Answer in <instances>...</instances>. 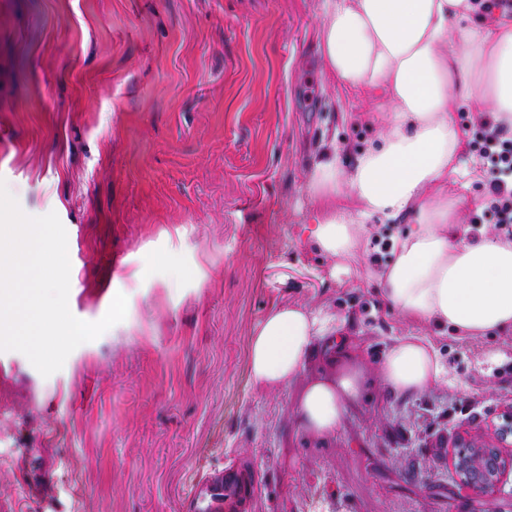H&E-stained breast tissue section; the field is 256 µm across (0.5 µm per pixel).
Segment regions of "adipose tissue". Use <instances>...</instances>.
Here are the masks:
<instances>
[{
	"label": "adipose tissue",
	"instance_id": "ef3b65f1",
	"mask_svg": "<svg viewBox=\"0 0 512 512\" xmlns=\"http://www.w3.org/2000/svg\"><path fill=\"white\" fill-rule=\"evenodd\" d=\"M481 0H322L319 41L324 71L344 88L385 101L390 114L378 147L350 168L328 155L310 174L319 202L311 237L338 271L364 263L365 221L412 216L377 280L388 305L414 323L468 337L512 332V239L458 234L465 198L449 185L467 132L454 114L474 102L512 130V5L482 13ZM356 199L358 210L340 206ZM332 320L298 305L268 313L252 335L249 372L261 391L288 386ZM380 380L391 392L417 394L449 383L425 337H398ZM363 380L358 356L345 351L335 378L309 382L298 398L303 430L336 431Z\"/></svg>",
	"mask_w": 512,
	"mask_h": 512
}]
</instances>
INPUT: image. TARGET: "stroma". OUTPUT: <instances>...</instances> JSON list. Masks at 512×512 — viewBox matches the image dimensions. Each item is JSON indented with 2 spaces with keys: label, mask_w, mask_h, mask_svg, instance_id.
Here are the masks:
<instances>
[{
  "label": "stroma",
  "mask_w": 512,
  "mask_h": 512,
  "mask_svg": "<svg viewBox=\"0 0 512 512\" xmlns=\"http://www.w3.org/2000/svg\"><path fill=\"white\" fill-rule=\"evenodd\" d=\"M321 0H0V179L67 233L68 305L127 313L42 376L0 352V512H198L225 469L249 512H512L460 483L457 437L491 444L512 413V335L406 321L377 281L334 270L308 239L317 161L376 146L373 102L323 71ZM488 174L460 222L499 232ZM409 219H368L379 270ZM297 304L343 324L365 385L313 438L297 399L336 374L317 341L288 387L249 377L257 324ZM427 337L455 386L385 389L387 347ZM255 492L249 476L240 471L227 470L224 472V510H239L252 498ZM222 504V509H223Z\"/></svg>",
  "instance_id": "35a3bbf8"
}]
</instances>
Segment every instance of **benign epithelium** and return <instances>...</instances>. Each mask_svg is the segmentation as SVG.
Segmentation results:
<instances>
[{
    "mask_svg": "<svg viewBox=\"0 0 512 512\" xmlns=\"http://www.w3.org/2000/svg\"><path fill=\"white\" fill-rule=\"evenodd\" d=\"M453 470L462 484L490 495L512 473V453L507 454L493 444H477L461 437L453 455Z\"/></svg>",
    "mask_w": 512,
    "mask_h": 512,
    "instance_id": "benign-epithelium-1",
    "label": "benign epithelium"
}]
</instances>
